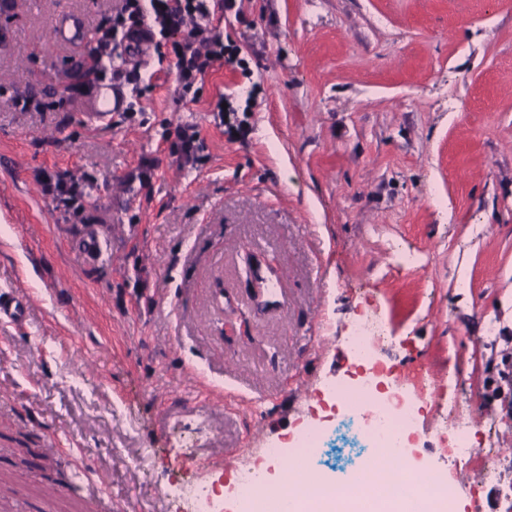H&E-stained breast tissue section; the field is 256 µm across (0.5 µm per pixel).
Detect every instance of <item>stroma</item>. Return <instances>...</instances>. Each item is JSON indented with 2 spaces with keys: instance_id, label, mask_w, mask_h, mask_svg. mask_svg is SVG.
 <instances>
[{
  "instance_id": "35a3bbf8",
  "label": "stroma",
  "mask_w": 512,
  "mask_h": 512,
  "mask_svg": "<svg viewBox=\"0 0 512 512\" xmlns=\"http://www.w3.org/2000/svg\"><path fill=\"white\" fill-rule=\"evenodd\" d=\"M107 8L0 9V295L34 294L22 326L0 323V451L21 432L66 448L52 512H82L81 464L114 512H169L186 470L232 485L244 450L317 418L374 311L395 374L432 369L417 458L455 476L460 512H512V0H235L219 29L243 65L193 95L161 68L139 112L95 122L86 50L45 44ZM23 91L40 108L15 109ZM47 175L78 182V218ZM92 230L108 248L86 260ZM251 256L286 271L280 306L255 304ZM452 393L485 415L471 443L504 457L491 482L442 447Z\"/></svg>"
}]
</instances>
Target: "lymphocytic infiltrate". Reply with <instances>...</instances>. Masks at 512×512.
<instances>
[{
  "label": "lymphocytic infiltrate",
  "instance_id": "obj_1",
  "mask_svg": "<svg viewBox=\"0 0 512 512\" xmlns=\"http://www.w3.org/2000/svg\"><path fill=\"white\" fill-rule=\"evenodd\" d=\"M234 0H120V5L98 28L91 52L109 58L93 72L95 82L110 81L115 88H129L126 111H135L151 85L139 67L130 66V53L150 46L158 60H169L183 92L205 77L215 62L235 63L225 53L224 37L213 34L202 39L197 34L202 23L211 21L216 11L232 8Z\"/></svg>",
  "mask_w": 512,
  "mask_h": 512
}]
</instances>
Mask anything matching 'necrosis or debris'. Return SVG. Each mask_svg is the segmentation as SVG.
Masks as SVG:
<instances>
[{
	"label": "necrosis or debris",
	"instance_id": "4bbe7bcc",
	"mask_svg": "<svg viewBox=\"0 0 512 512\" xmlns=\"http://www.w3.org/2000/svg\"><path fill=\"white\" fill-rule=\"evenodd\" d=\"M389 337L377 314L356 318L346 338L352 370L326 386L318 418L290 445L271 444L242 457L231 487L185 475L171 486V512H457L447 469L436 463L417 467L407 454L415 445L421 394L394 377L383 360ZM440 411L448 453L473 462L474 480L493 479L501 453L468 443L466 428L481 416L477 403L453 397ZM342 431L363 454L340 488L316 460Z\"/></svg>",
	"mask_w": 512,
	"mask_h": 512
}]
</instances>
